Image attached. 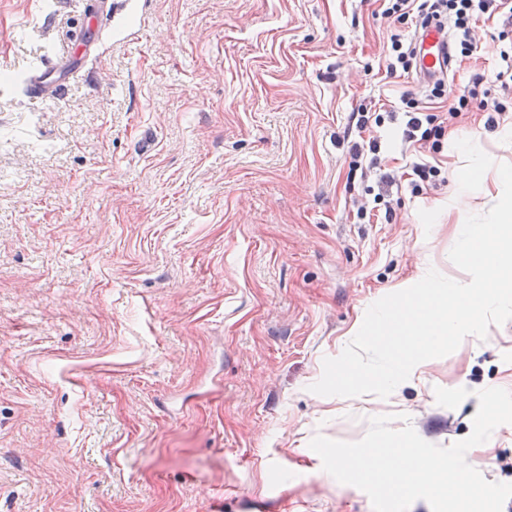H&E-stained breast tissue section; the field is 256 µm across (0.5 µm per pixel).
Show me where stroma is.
I'll use <instances>...</instances> for the list:
<instances>
[{
  "instance_id": "obj_1",
  "label": "stroma",
  "mask_w": 512,
  "mask_h": 512,
  "mask_svg": "<svg viewBox=\"0 0 512 512\" xmlns=\"http://www.w3.org/2000/svg\"><path fill=\"white\" fill-rule=\"evenodd\" d=\"M92 2L0 0V512H373L311 439L388 414L466 438L475 392L512 391V320L385 399L309 387L422 267L464 278L455 143L498 164L512 128L388 77L414 27L380 0H120L106 37ZM475 30L452 94L494 79L497 26ZM89 46L58 101L26 95L32 59ZM406 95L437 116L428 140L402 139ZM365 107L383 119L360 134ZM359 135L379 165L351 168ZM421 160L440 180L416 194ZM467 456L512 483V424Z\"/></svg>"
}]
</instances>
